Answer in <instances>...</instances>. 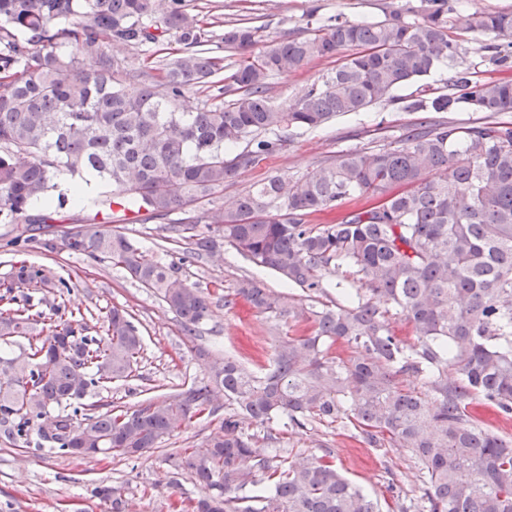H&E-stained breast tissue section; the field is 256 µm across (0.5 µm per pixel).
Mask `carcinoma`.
Masks as SVG:
<instances>
[{"label":"carcinoma","mask_w":512,"mask_h":512,"mask_svg":"<svg viewBox=\"0 0 512 512\" xmlns=\"http://www.w3.org/2000/svg\"><path fill=\"white\" fill-rule=\"evenodd\" d=\"M378 22L336 21L304 38L283 37L255 53L256 31L233 26L224 47L239 53L234 97L189 106L213 84L224 58L204 47L200 20L184 0H0V223L20 224L15 242L55 221L56 179L103 190L85 200L117 204L146 220L180 210L184 255H213L219 243L274 271L312 299L313 310L252 280L236 294L262 313L310 323L285 336L258 375L232 357L178 394L133 410L74 417L90 389L134 377L141 337L118 309L106 336L71 319L47 325L0 309V344L28 348L0 358V434L15 443L101 448L133 457L214 413L228 412L202 453H177L175 474L206 490L193 512H379L336 469L331 454L284 466L261 451L244 424L340 422L370 448L410 454L424 478L429 512H512V440L468 413L479 400L512 414V82L455 70L453 92L428 78L466 54L464 36H489L492 64L512 67V11L457 8L423 0ZM157 48L148 66L112 46ZM336 60L291 103L274 105L267 80L312 60ZM417 85L410 112L486 115L468 126L424 116L398 146L341 151L299 178L271 177L206 211L214 234L196 231V205L283 150L291 136L361 112ZM439 176H434V173ZM365 203L334 224L305 217ZM62 247L108 260L158 294L195 331L210 317L209 296L112 230L75 226ZM0 288L51 292L44 269L25 263ZM410 328L395 333L392 320ZM342 341L347 357L327 341ZM73 406L50 417L52 408Z\"/></svg>","instance_id":"obj_1"}]
</instances>
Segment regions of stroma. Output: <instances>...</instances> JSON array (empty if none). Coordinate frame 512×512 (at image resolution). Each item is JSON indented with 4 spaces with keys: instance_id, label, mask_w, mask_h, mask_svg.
Listing matches in <instances>:
<instances>
[{
    "instance_id": "35a3bbf8",
    "label": "stroma",
    "mask_w": 512,
    "mask_h": 512,
    "mask_svg": "<svg viewBox=\"0 0 512 512\" xmlns=\"http://www.w3.org/2000/svg\"><path fill=\"white\" fill-rule=\"evenodd\" d=\"M202 21L207 45L222 47L224 31L244 22L256 29V50L262 51L281 37L308 36L310 31L337 20L381 21L401 5L417 8L421 0H186ZM330 64L314 60L287 75L269 78V96L281 104L303 94ZM411 87L399 89L395 102H380L367 110L332 119L323 127L295 136L280 153L263 158L252 170L225 185V195L243 192L252 184L274 176L298 178L342 150L397 143L417 113L404 111L400 100ZM183 217L175 211L162 220L144 224L109 223L159 261L181 263L179 277L201 289L211 301V315L195 335H185L180 320L153 291L132 280L124 270L107 261L66 249L48 251L42 238L17 248L11 243L15 227L0 224V280L26 262L49 271L65 287L28 298L0 299V309L17 304L29 314L53 317V308L65 306L74 319L94 336L105 333L103 318L111 309L126 312L137 328L143 351L133 378L115 381L89 393L86 403L104 413L114 407L135 408L150 397L163 398L186 388L208 373L211 356L229 354L249 369H269L274 348L300 326L283 316L258 312L237 296L241 280L249 279L280 294L300 297L273 271L256 266L230 247L212 257L182 262V250L173 237ZM215 413L192 423L157 449L130 459L99 455L88 459L50 454L35 444L9 445L0 441V512H112L111 501L96 497L99 486L116 489L122 512H170L175 501L198 499L202 488L189 476H175L174 456L182 448L204 450L208 438L224 420L223 401ZM280 462L331 449L336 467L360 487L381 512H395L397 501L417 505L422 501V473L411 457L391 448H370L350 436L339 424L314 421L302 427L279 430Z\"/></svg>"
}]
</instances>
